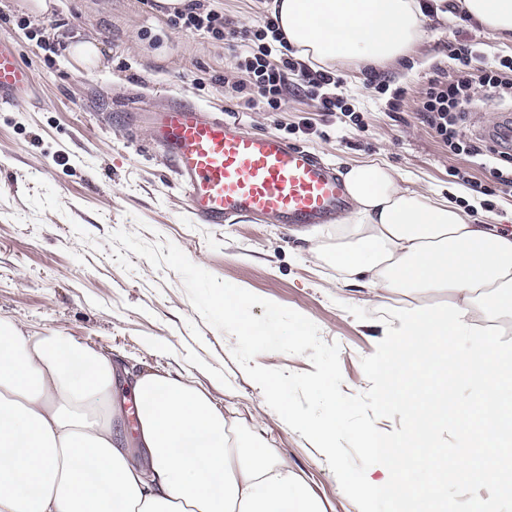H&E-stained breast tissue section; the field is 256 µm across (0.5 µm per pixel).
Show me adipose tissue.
<instances>
[{"label": "adipose tissue", "mask_w": 512, "mask_h": 512, "mask_svg": "<svg viewBox=\"0 0 512 512\" xmlns=\"http://www.w3.org/2000/svg\"><path fill=\"white\" fill-rule=\"evenodd\" d=\"M455 4L512 43V0ZM272 10L294 54L323 71L401 69L426 20L420 0H273ZM342 177L352 208L310 236L307 254L316 261L333 247L343 281L362 283L374 308L399 295L386 374L410 420L382 478L347 475L342 485L363 499L396 487L393 512H492L490 497L461 508L438 477L476 479L469 455L437 452V424L458 408L453 387L426 396L402 375L414 366L474 370L482 406L462 443L512 440V409L500 394L512 351L484 338L512 326V234L402 186L386 162L348 164ZM453 336L465 348L454 349ZM117 390L110 355L0 324V512H322L287 459L260 436L235 441L233 418L191 383L157 372L136 377L130 433L115 425ZM419 459L423 474L396 480Z\"/></svg>", "instance_id": "adipose-tissue-1"}]
</instances>
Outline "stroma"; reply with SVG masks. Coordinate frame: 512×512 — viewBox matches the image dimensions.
Listing matches in <instances>:
<instances>
[{
    "label": "stroma",
    "instance_id": "35a3bbf8",
    "mask_svg": "<svg viewBox=\"0 0 512 512\" xmlns=\"http://www.w3.org/2000/svg\"><path fill=\"white\" fill-rule=\"evenodd\" d=\"M268 2L209 0L224 16V36L216 39L174 25L165 0H53L42 15L31 14L27 0H0V37L15 41L36 80L32 98L0 111V321L108 353L123 379L145 371L188 377L219 410L233 411L242 428L264 422L270 451L306 478L324 512H359L325 455L266 404L233 360L235 337L194 310L180 276L136 255L133 271H125L107 237L123 229L151 243L173 242L219 279L302 313L324 341L339 345L347 395L370 387L360 360L382 339L387 312L367 304L365 288L337 281L333 266L310 262L300 230L198 223L140 116L182 98L240 120L248 131L279 134L340 171L378 158L406 187L466 201L478 210L475 223L512 232V187L449 155L418 115L437 73H457L449 44H475L491 61L512 56V45L501 46L440 0L403 70H336L338 92L361 125L316 111L290 91L279 110L248 108L233 57L241 36L269 17ZM88 38L102 57L83 69L68 48ZM378 82L385 93L374 91ZM510 110L512 101L475 88L463 130L480 135ZM305 117L314 126L309 135L298 128ZM455 168L469 169L491 195L452 177Z\"/></svg>",
    "mask_w": 512,
    "mask_h": 512
}]
</instances>
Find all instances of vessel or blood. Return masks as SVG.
Wrapping results in <instances>:
<instances>
[{"label": "vessel or blood", "instance_id": "vessel-or-blood-1", "mask_svg": "<svg viewBox=\"0 0 512 512\" xmlns=\"http://www.w3.org/2000/svg\"><path fill=\"white\" fill-rule=\"evenodd\" d=\"M32 67L0 38V110L26 100ZM150 141L172 164L188 210L202 224L260 221L307 228L349 206L330 165L275 133H253L195 104L175 102L149 124Z\"/></svg>", "mask_w": 512, "mask_h": 512}]
</instances>
